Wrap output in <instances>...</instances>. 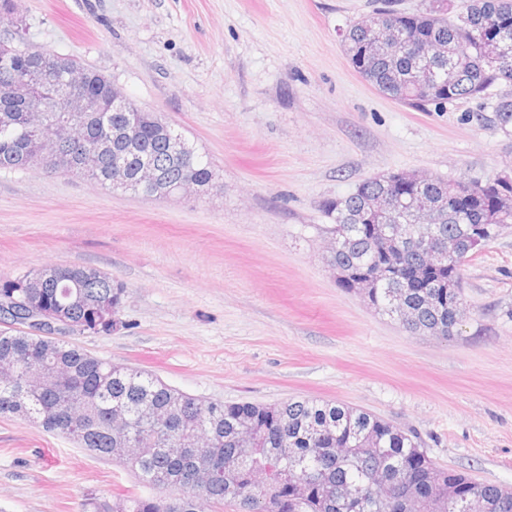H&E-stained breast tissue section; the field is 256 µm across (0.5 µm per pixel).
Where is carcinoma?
<instances>
[{
    "label": "carcinoma",
    "instance_id": "cac0c4a2",
    "mask_svg": "<svg viewBox=\"0 0 512 512\" xmlns=\"http://www.w3.org/2000/svg\"><path fill=\"white\" fill-rule=\"evenodd\" d=\"M414 21L404 27L403 50L376 48L364 56L370 33L355 24L344 36V51L351 64L377 90L409 107L428 111L442 103L480 98L496 84L512 85V51L495 62L487 61L488 46L506 41L512 45V0H446L438 10L430 0L410 13ZM8 36L15 50L0 62V119L10 123V133H0V171H25V158L39 141L53 133L50 119L31 118L22 111L23 97L15 77L41 64L49 52L31 44L16 29ZM83 96L92 110L112 98V81L84 68ZM453 82H448V72ZM137 110L127 101L124 112L98 113V121L76 131L63 145L75 155L92 146L102 135L118 136L121 161L130 179L146 163L154 165L160 184L174 187L191 176L209 183L216 173L207 156L194 149L180 155L159 131L161 116L145 113V119L127 125L126 114ZM501 129L512 124V92L500 94L494 104ZM458 180L439 177L421 186L398 184L391 175L371 177L347 196L325 203L332 221L327 231L340 243L326 262L349 273L370 266L382 252L374 223L362 213V198L386 193L393 198L423 194L439 208L431 242L403 245L391 254L394 278L373 289L370 304L381 314L396 316L391 299L398 294L411 310L414 332L448 338L458 332L454 308L461 289L462 266L445 265L424 274L421 267L430 250L455 248L471 253L470 235L484 226L485 242L493 241L512 224V199L501 196L500 182L474 183L469 209H456ZM86 266L57 268L59 279L32 292L47 308L64 310L72 322L71 333L109 334L115 323L99 320L98 311L116 315L125 286L109 275L88 280ZM52 369L58 380L36 393L22 387V377L36 367L45 341L19 328L0 329V364L13 376L0 379V416L37 419L47 432L62 433L89 454L108 459L112 449L137 436L149 439L141 454L122 463L137 483L147 489L166 488L177 495V512H200L203 500L214 506H234L241 512H468V496L478 498L483 512H512V488L479 483L471 476L442 468L421 449L418 437L393 424L353 407L330 400L292 398L266 405L253 402L224 404L196 398L137 369L115 370L112 362L95 357L65 339L53 344ZM165 410L169 427L152 424L148 415ZM120 416L125 426L115 428ZM255 427L250 444L238 439L239 424ZM193 429L206 430L212 444L183 455L171 453L174 439ZM304 479L308 490L291 501L290 482ZM166 497L122 494L110 501L91 499V512H166Z\"/></svg>",
    "mask_w": 512,
    "mask_h": 512
}]
</instances>
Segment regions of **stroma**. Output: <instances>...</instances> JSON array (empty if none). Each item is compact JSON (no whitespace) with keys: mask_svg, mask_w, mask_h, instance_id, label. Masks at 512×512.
Wrapping results in <instances>:
<instances>
[{"mask_svg":"<svg viewBox=\"0 0 512 512\" xmlns=\"http://www.w3.org/2000/svg\"><path fill=\"white\" fill-rule=\"evenodd\" d=\"M29 40L106 75L211 160L222 194L144 199L0 171V278L97 268L126 294L89 353L224 403L334 400L416 434L438 466L512 487V229L462 267L456 336L410 333L338 287L324 201L416 172L512 177L486 100L421 112L343 49L380 0H13ZM127 469L0 416V512H84Z\"/></svg>","mask_w":512,"mask_h":512,"instance_id":"stroma-1","label":"stroma"}]
</instances>
